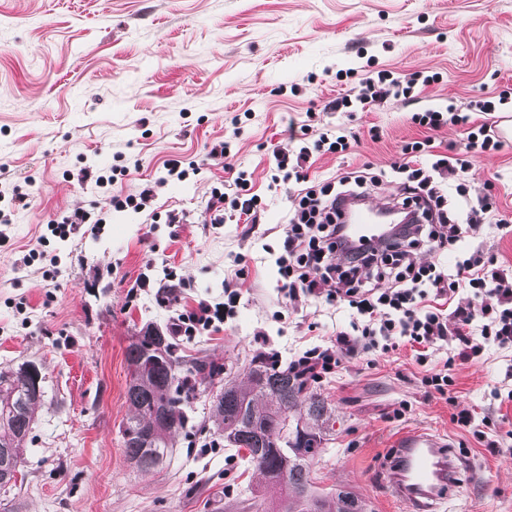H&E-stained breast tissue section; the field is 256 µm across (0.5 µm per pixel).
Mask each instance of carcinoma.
I'll list each match as a JSON object with an SVG mask.
<instances>
[{
	"label": "carcinoma",
	"mask_w": 512,
	"mask_h": 512,
	"mask_svg": "<svg viewBox=\"0 0 512 512\" xmlns=\"http://www.w3.org/2000/svg\"><path fill=\"white\" fill-rule=\"evenodd\" d=\"M130 375L125 398L131 416L122 431L128 460L141 470L158 466L170 450L172 437L184 427L182 405L194 384L178 376L180 362L168 338L145 330L128 346ZM34 363L16 371L0 370V488L16 481L23 466L24 442L32 430L40 396L33 389ZM308 402L309 425L292 420V413ZM225 441L245 449L248 460L281 486L279 504L270 512H364L362 504L338 489L328 495L312 491L309 465L318 453L323 433L318 421L324 407L305 394V386L286 370L261 366L247 383L231 384L215 405Z\"/></svg>",
	"instance_id": "cac0c4a2"
}]
</instances>
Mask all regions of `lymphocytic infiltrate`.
Wrapping results in <instances>:
<instances>
[{
	"label": "lymphocytic infiltrate",
	"mask_w": 512,
	"mask_h": 512,
	"mask_svg": "<svg viewBox=\"0 0 512 512\" xmlns=\"http://www.w3.org/2000/svg\"><path fill=\"white\" fill-rule=\"evenodd\" d=\"M411 91L381 71L363 80L356 97L337 98L335 109H366ZM471 114L450 105L412 115L426 135L406 143L401 160L392 165L401 175L392 208L408 221L390 242L355 247L344 239V203L367 198L382 187L385 174L365 167L322 180L310 173L312 154L346 152L351 146L347 135L326 131L296 154L274 152L271 182L287 185L290 203L283 251L275 259L281 291L292 302L304 298L351 312L348 328L338 330L329 345L306 349L285 364L299 378L320 384L338 373L344 356L369 358L407 347L425 369L421 385L426 394L451 404L456 366L482 357L486 343L512 346V267L499 265L494 254L479 249L468 258L459 256L469 231L487 217H494L502 234H512V217L500 211L492 195L473 196L463 181L471 155L501 145L493 124L475 123ZM450 124L461 128L468 155L437 151L433 134ZM207 156L223 163L226 173L223 187L212 188L207 201L211 223H223L228 208L256 213L261 199L251 192L248 172L233 164L229 141L213 144ZM421 250L433 254V262H417ZM451 253L454 264L444 266ZM233 264L223 301L201 300L183 308L172 326L175 335L217 331L234 316L249 271L242 258H234ZM435 347L447 350L436 362L428 354Z\"/></svg>",
	"instance_id": "obj_1"
}]
</instances>
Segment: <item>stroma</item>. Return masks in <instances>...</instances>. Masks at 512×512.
Segmentation results:
<instances>
[{"instance_id": "obj_1", "label": "stroma", "mask_w": 512, "mask_h": 512, "mask_svg": "<svg viewBox=\"0 0 512 512\" xmlns=\"http://www.w3.org/2000/svg\"><path fill=\"white\" fill-rule=\"evenodd\" d=\"M416 71L437 82L406 101L387 100L353 115L326 111L357 94L367 72ZM504 96L512 120V0H0V194L20 187L0 242V370L34 362L45 377L24 445L16 487L0 491L8 512H257L280 489L261 482L246 451L217 431L215 400L225 384L245 383L265 353L289 359L329 344L349 314L310 301L284 304L275 258L288 230L286 190H270L273 151L293 145L288 120L359 134L350 154L316 157L311 171L371 164L389 171L404 144L424 138L411 121L428 107H466L477 96ZM378 138H371L370 127ZM232 136L234 161L262 198L258 224L206 222L210 191L223 165L211 143ZM473 157L465 175L512 211V136ZM196 163L186 181L159 187L147 212H116L84 168L125 165L115 188L134 193L155 182L166 160ZM88 208L97 227L66 237L50 215ZM184 210L186 223L166 213ZM44 252L29 260L31 250ZM249 275L224 329L177 337L180 355L214 369L184 407L186 424L157 468L127 459L122 428L129 368L125 353L146 327L169 332L180 306L224 299L232 260ZM56 257L54 278L45 275ZM176 274L180 302L157 291ZM287 308L286 320L273 314ZM410 349L375 366L347 357L338 375L310 386L328 419L312 468L321 494L342 489L370 512H407L384 484V461L399 436L424 429L465 447L459 486L445 512H512V439L498 450L478 436L484 417L512 430V359L487 345L455 371V404L424 395ZM411 410L391 419L401 401ZM476 421L457 427L453 413Z\"/></svg>"}]
</instances>
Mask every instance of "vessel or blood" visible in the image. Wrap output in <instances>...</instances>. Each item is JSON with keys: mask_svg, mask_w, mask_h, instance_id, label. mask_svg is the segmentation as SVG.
I'll use <instances>...</instances> for the list:
<instances>
[{"mask_svg": "<svg viewBox=\"0 0 512 512\" xmlns=\"http://www.w3.org/2000/svg\"><path fill=\"white\" fill-rule=\"evenodd\" d=\"M347 240L359 244L366 238H382L384 225L376 213L360 207L346 224ZM393 497L406 505L408 512H438L440 505L456 488L459 469L445 443L424 430L402 435L384 467Z\"/></svg>", "mask_w": 512, "mask_h": 512, "instance_id": "obj_1", "label": "vessel or blood"}]
</instances>
